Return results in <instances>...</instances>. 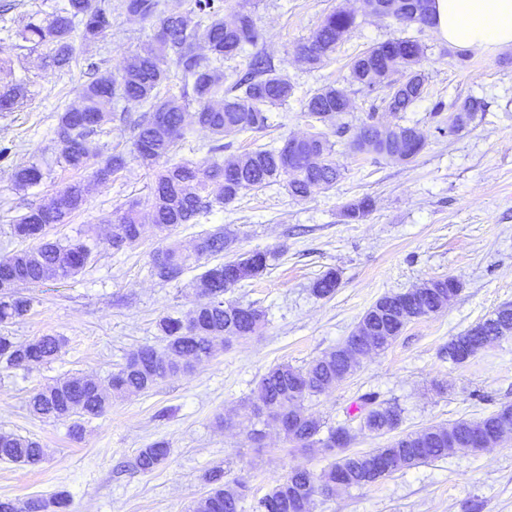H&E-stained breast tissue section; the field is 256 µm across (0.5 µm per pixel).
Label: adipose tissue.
<instances>
[{
  "label": "adipose tissue",
  "mask_w": 512,
  "mask_h": 512,
  "mask_svg": "<svg viewBox=\"0 0 512 512\" xmlns=\"http://www.w3.org/2000/svg\"><path fill=\"white\" fill-rule=\"evenodd\" d=\"M432 13L434 34L456 49L512 46V0H434Z\"/></svg>",
  "instance_id": "1"
}]
</instances>
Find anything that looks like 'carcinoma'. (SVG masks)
<instances>
[{"instance_id": "1", "label": "carcinoma", "mask_w": 512, "mask_h": 512, "mask_svg": "<svg viewBox=\"0 0 512 512\" xmlns=\"http://www.w3.org/2000/svg\"><path fill=\"white\" fill-rule=\"evenodd\" d=\"M432 0H364L365 12L391 17L405 26H431ZM120 8L141 21L158 22L165 36L133 55L115 76L95 72L80 88L79 104L61 113L56 128V146L64 163L74 170L92 169L93 179L106 185L133 159L157 169L146 202L130 201L117 210L112 220L109 246L119 251L139 240L144 220L159 232L171 234L182 224H194L213 205L234 202L242 191L283 183L289 194L305 199L316 189L332 187L341 176L334 157V143L323 132L292 137L280 145L264 144L230 160H221L224 138L247 132L260 133L269 127L270 110L288 101L294 84L261 53H256L246 72L226 74L219 63L234 58L249 44L263 39L253 15L235 10L224 19L223 0H189L183 12H166L161 0H122ZM112 25V10L98 0H64L48 17L29 21L21 38L32 48L49 49L53 67L62 70L74 59L73 34L80 31L86 43L97 41ZM356 27V15L334 10L325 15L312 34L294 49L296 59L310 68L319 67L336 52ZM424 49L412 37H393L377 43L356 56L349 65V87L326 84L304 102L307 114L322 123L352 108V91L368 95L384 92L381 105L386 112L410 110L424 98L427 76L420 69ZM181 76L180 96L161 97L159 88L170 78L168 62ZM28 96L26 84L0 88V112H12ZM144 103L147 110L132 123L130 154L112 153L100 159V136L112 121V103L119 100ZM193 100L197 110L192 123L215 136L208 145V157L200 163H168L166 158L185 140L187 113L185 102ZM482 98L468 96L446 101L439 97L430 112L438 123L454 133L485 111ZM425 137L414 127L379 124L376 113H368L358 127L352 146L358 152L375 153L398 162L414 160L425 148ZM43 178L42 167L32 163L11 171L19 189L34 186ZM86 203L85 187L71 183L62 187L51 202L18 216L13 233L28 247L0 261V275L13 277L17 288L0 294V324H9L28 314L32 300L18 289L47 281H66L88 265L92 249L81 239L66 243L51 240L47 227L64 224ZM373 210L367 197L345 204L341 216L350 224L362 222ZM233 234L224 227L206 231L198 237L193 254H186L172 242L153 256L150 274L163 282L180 280L190 263L204 268L197 278L198 300L185 318L164 316L159 326L166 346L158 351L141 347L112 374L107 385L86 377H71L49 385L29 400L30 411L43 419L71 420L72 432L79 434L80 419L101 415L114 396H136L152 389L160 380L176 372H189L194 365L211 358L219 345L255 334L265 312L255 304L224 299V294L239 284L260 277L270 266L274 253L244 252L209 265V260L224 255ZM338 275L329 270L314 284V292L326 298L335 293ZM460 290L451 277L431 280L407 293L379 298L362 316L355 330L333 350L301 367L287 363L271 367L258 385L259 404L254 411L266 415L286 441L307 448L315 443L329 447L341 432L352 440L345 426L331 427L324 439H316L322 424L306 413L304 401L330 388L352 374L356 368L354 352L365 355L387 349L414 318L446 308ZM512 335V305L504 304L489 317L448 341V358L456 347L465 344L468 357L475 356L491 341ZM65 345L61 336L40 335L25 344L0 334V362L8 366H30L55 360ZM356 410L368 430L383 436L396 431L401 411L384 407L373 393L359 398ZM512 435V405H504L478 421L460 420L448 426H431L399 435L380 448L348 453L340 448L327 469L316 474L293 469L251 506L252 512H312L315 491L322 485L334 492L374 483L404 468L448 456L454 448L480 450ZM170 448L156 441L139 450L136 467L143 473L164 463ZM44 458L40 442L12 433H0V461L36 466ZM207 491L189 506L188 512H245L250 488L244 482L224 481V468L215 466L204 476ZM69 500L63 493L27 502L26 512H66Z\"/></svg>"}]
</instances>
